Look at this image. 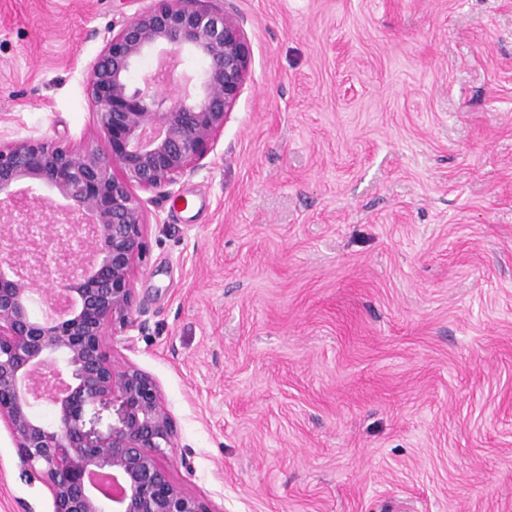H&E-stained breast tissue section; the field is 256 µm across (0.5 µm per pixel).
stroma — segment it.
Segmentation results:
<instances>
[{
    "label": "stroma",
    "mask_w": 512,
    "mask_h": 512,
    "mask_svg": "<svg viewBox=\"0 0 512 512\" xmlns=\"http://www.w3.org/2000/svg\"><path fill=\"white\" fill-rule=\"evenodd\" d=\"M154 0H0V141L97 138L86 69ZM247 80L138 189L164 465L211 512H512V0H224ZM0 512H52L0 423Z\"/></svg>",
    "instance_id": "stroma-1"
}]
</instances>
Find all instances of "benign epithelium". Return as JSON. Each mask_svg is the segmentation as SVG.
<instances>
[{"instance_id":"1","label":"benign epithelium","mask_w":512,"mask_h":512,"mask_svg":"<svg viewBox=\"0 0 512 512\" xmlns=\"http://www.w3.org/2000/svg\"><path fill=\"white\" fill-rule=\"evenodd\" d=\"M163 55L142 85L135 65ZM205 62L172 93L182 52ZM250 50L223 0H157L129 18L90 64L87 91L103 152L44 139L0 144V422L20 475L50 492L53 512H211L163 464L176 430L156 380L111 358L136 326L133 277L146 209L133 188L195 171L246 81ZM119 169L117 177L113 169ZM63 200L43 221L42 190ZM112 403V433L94 440L86 409ZM47 404L54 419L37 407Z\"/></svg>"}]
</instances>
